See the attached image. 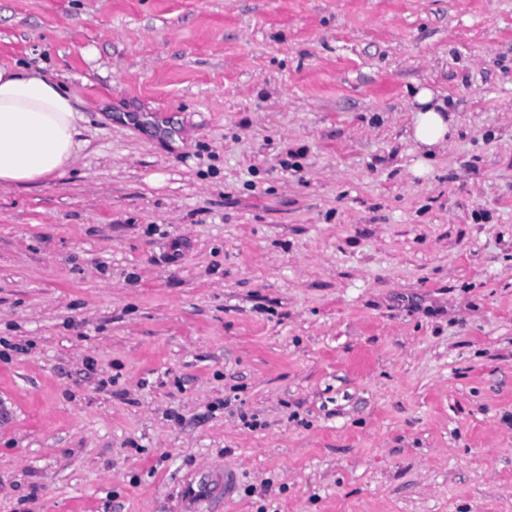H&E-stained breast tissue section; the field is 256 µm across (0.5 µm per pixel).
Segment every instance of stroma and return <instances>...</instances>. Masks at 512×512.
Returning a JSON list of instances; mask_svg holds the SVG:
<instances>
[{"mask_svg":"<svg viewBox=\"0 0 512 512\" xmlns=\"http://www.w3.org/2000/svg\"><path fill=\"white\" fill-rule=\"evenodd\" d=\"M14 63L90 144L0 188V512H512V0H0ZM418 108L413 115V138L422 151L432 155V151L448 141L452 123L448 121V105L443 101L433 103V92L425 87L420 88L414 96Z\"/></svg>","mask_w":512,"mask_h":512,"instance_id":"stroma-1","label":"stroma"}]
</instances>
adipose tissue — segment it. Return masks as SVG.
<instances>
[{
    "mask_svg": "<svg viewBox=\"0 0 512 512\" xmlns=\"http://www.w3.org/2000/svg\"><path fill=\"white\" fill-rule=\"evenodd\" d=\"M414 101L413 138L421 150L448 141L447 105L420 88ZM66 89L51 76L0 65V188L37 183L73 167L89 141Z\"/></svg>",
    "mask_w": 512,
    "mask_h": 512,
    "instance_id": "adipose-tissue-1",
    "label": "adipose tissue"
}]
</instances>
